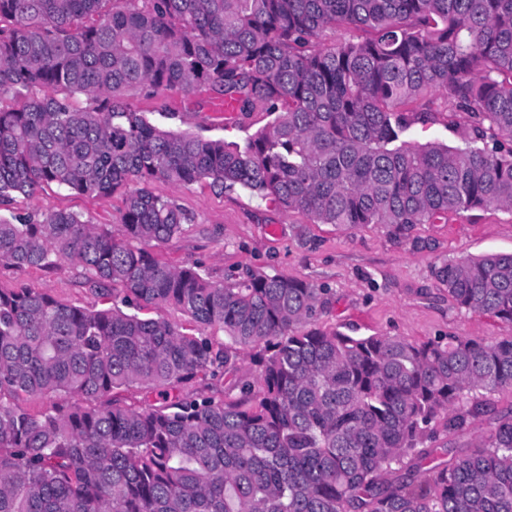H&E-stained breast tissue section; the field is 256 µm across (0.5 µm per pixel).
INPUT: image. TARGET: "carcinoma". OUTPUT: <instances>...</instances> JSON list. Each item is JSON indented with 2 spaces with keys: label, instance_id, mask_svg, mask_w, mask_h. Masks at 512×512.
<instances>
[{
  "label": "carcinoma",
  "instance_id": "cac0c4a2",
  "mask_svg": "<svg viewBox=\"0 0 512 512\" xmlns=\"http://www.w3.org/2000/svg\"><path fill=\"white\" fill-rule=\"evenodd\" d=\"M165 90L229 107L226 129L272 120L242 145L167 130L129 102ZM439 116L457 145L402 140ZM155 182L398 238L512 212V0H0V203L123 197L116 231L0 216V263L68 261L111 300L0 288V512H512V407L492 400L512 337L352 336L317 325L327 289L308 281L175 267L151 243L191 217ZM433 274L512 322V253ZM166 307L188 325L141 316ZM245 359L249 378L192 390ZM23 395L62 402L32 414ZM479 416L490 430L451 461L427 446Z\"/></svg>",
  "mask_w": 512,
  "mask_h": 512
}]
</instances>
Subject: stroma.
Listing matches in <instances>:
<instances>
[{
    "mask_svg": "<svg viewBox=\"0 0 512 512\" xmlns=\"http://www.w3.org/2000/svg\"><path fill=\"white\" fill-rule=\"evenodd\" d=\"M135 105L162 128L239 143L269 121L266 113L256 112L242 127L228 131L222 118L194 109L190 98L179 91H163L136 100ZM152 189L175 198L193 217L181 236L156 245L165 260L178 267L198 266L218 283L228 269L258 268L327 288L329 308L318 321L323 328L416 342L463 336L494 343L512 337V323L459 309L432 274L433 266L445 259L512 253L511 212L482 209L452 214L444 224L414 225L397 240L380 224H314L301 214L286 215L239 188L220 191L157 182ZM48 209L77 211L95 224L115 228L122 201L117 195L88 198L53 188L16 198L1 206L0 213L36 214ZM0 288L45 291L78 308L107 304L70 263L48 271L0 264Z\"/></svg>",
    "mask_w": 512,
    "mask_h": 512,
    "instance_id": "35a3bbf8",
    "label": "stroma"
}]
</instances>
